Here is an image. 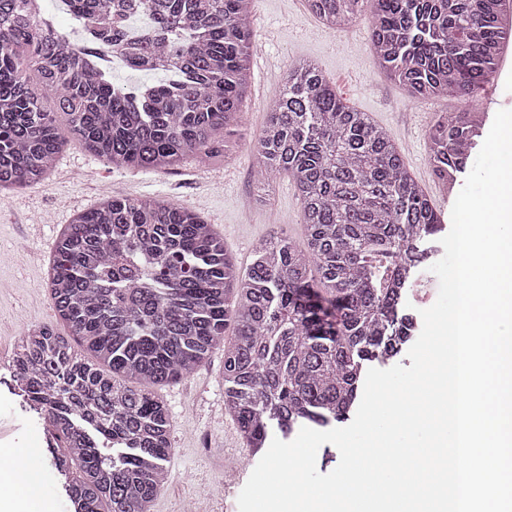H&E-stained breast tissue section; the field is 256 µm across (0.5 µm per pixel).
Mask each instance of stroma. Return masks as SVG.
I'll return each instance as SVG.
<instances>
[{
  "instance_id": "obj_1",
  "label": "stroma",
  "mask_w": 512,
  "mask_h": 512,
  "mask_svg": "<svg viewBox=\"0 0 512 512\" xmlns=\"http://www.w3.org/2000/svg\"><path fill=\"white\" fill-rule=\"evenodd\" d=\"M250 83L243 123L228 157L187 159L169 170L115 167L93 155L78 140L67 139L54 169L39 185L0 189V436L31 473L17 508L0 488V512H71L64 489L78 467L61 476L44 439L43 414L17 394L13 368L16 341L25 331L56 321L45 287L55 242L76 214L112 196L152 197L189 208L223 238L236 267L247 266L259 241L278 233L303 242L302 214L294 180L280 175L267 204L255 200L252 146L289 66L315 62L349 106L368 113L386 128L403 159L451 229L456 192L443 189L429 161L428 132L449 112H477L490 130L498 110H512V69L493 78L497 104L484 106L482 91L469 100L446 96L410 97L378 66L370 46L371 18L364 15L332 31L308 9L306 0H254ZM224 353L211 358L187 379L162 387L160 397L171 417L172 452L165 463L169 481L153 512H238L237 498L260 460L251 453L224 459Z\"/></svg>"
}]
</instances>
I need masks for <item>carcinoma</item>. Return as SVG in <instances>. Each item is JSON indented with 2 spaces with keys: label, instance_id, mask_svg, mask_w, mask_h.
I'll list each match as a JSON object with an SVG mask.
<instances>
[{
  "label": "carcinoma",
  "instance_id": "cac0c4a2",
  "mask_svg": "<svg viewBox=\"0 0 512 512\" xmlns=\"http://www.w3.org/2000/svg\"><path fill=\"white\" fill-rule=\"evenodd\" d=\"M0 0V187L40 184L63 139L116 166L162 170L226 153L239 125L252 47L249 0H64L83 36ZM331 29L365 13L378 65L414 97L468 99L512 41V0H306ZM149 11L133 36L126 17ZM168 79L112 83L110 51ZM37 81H31L30 72ZM55 98L57 112L42 102ZM480 134L474 112L429 132L437 177L453 188ZM258 182L294 178L305 245L271 236L239 272L188 208L112 197L65 226L46 286L54 324L29 331L14 368L47 419L75 512H152L166 479L170 417L155 389L224 348V409L252 451L275 426L345 419L365 365L399 355L412 327L406 287L440 215L391 135L343 102L319 67L288 69L253 144ZM231 336H226L227 328Z\"/></svg>",
  "mask_w": 512,
  "mask_h": 512
}]
</instances>
